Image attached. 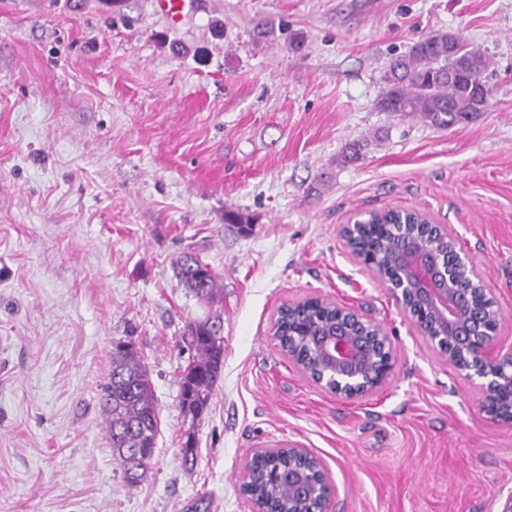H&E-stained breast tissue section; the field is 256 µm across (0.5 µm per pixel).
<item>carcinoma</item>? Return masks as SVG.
I'll use <instances>...</instances> for the list:
<instances>
[{
    "instance_id": "carcinoma-1",
    "label": "carcinoma",
    "mask_w": 512,
    "mask_h": 512,
    "mask_svg": "<svg viewBox=\"0 0 512 512\" xmlns=\"http://www.w3.org/2000/svg\"><path fill=\"white\" fill-rule=\"evenodd\" d=\"M489 68V58L454 33L423 36L406 54L390 61L375 107L416 116L438 127L452 126L488 109ZM365 218L370 224L389 225L387 254L401 237L417 238L425 245L435 242L442 251H448V242L427 236L428 224L412 212L388 211L379 216L368 211ZM178 275L186 288L206 302L214 301L221 292L218 275L191 254L180 260ZM219 332L220 321L208 319L188 329L193 336V358L180 375L179 404L182 413L194 422L208 411L224 369V344ZM100 409L113 459L128 483H139L147 476L154 456L159 420L148 369L130 343L119 342L112 348ZM197 451L196 434L190 427L181 435L184 462L194 463ZM278 465L288 466V456L254 461L253 492L258 498L275 497L283 512H288V484H275L269 478V471Z\"/></svg>"
}]
</instances>
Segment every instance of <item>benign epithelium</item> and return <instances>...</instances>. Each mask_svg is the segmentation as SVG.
I'll return each instance as SVG.
<instances>
[{
  "instance_id": "7a95c632",
  "label": "benign epithelium",
  "mask_w": 512,
  "mask_h": 512,
  "mask_svg": "<svg viewBox=\"0 0 512 512\" xmlns=\"http://www.w3.org/2000/svg\"><path fill=\"white\" fill-rule=\"evenodd\" d=\"M434 233L448 238L445 259L412 241L397 247L391 265L396 282H383L426 342L466 379L478 385L483 411L494 421L512 425V345L500 336L498 301L489 288H461L460 275L482 282V272L459 246L458 234L446 224H431ZM313 300L336 308V319L318 333L301 337L313 354L315 367L301 371L336 397L356 400L384 386L395 367L396 354L385 328L354 307L324 295ZM288 452L291 498L288 512H331L336 488L323 460L296 444Z\"/></svg>"
}]
</instances>
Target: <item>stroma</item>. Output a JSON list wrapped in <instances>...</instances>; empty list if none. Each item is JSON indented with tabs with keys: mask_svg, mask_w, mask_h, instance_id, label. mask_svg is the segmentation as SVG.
<instances>
[{
	"mask_svg": "<svg viewBox=\"0 0 512 512\" xmlns=\"http://www.w3.org/2000/svg\"><path fill=\"white\" fill-rule=\"evenodd\" d=\"M193 2L174 27L155 0H0V512H252L247 460L288 442L326 463L333 512H496L512 426L341 233L376 209L450 225L512 343V0ZM437 31L490 58L488 110L440 129L376 109L387 62ZM186 253L219 274L214 302L178 278ZM314 295L386 328L383 388L336 398L280 351L278 308ZM216 313L224 369L194 423L185 337ZM120 341L159 416L135 486L98 405Z\"/></svg>",
	"mask_w": 512,
	"mask_h": 512,
	"instance_id": "1",
	"label": "stroma"
}]
</instances>
